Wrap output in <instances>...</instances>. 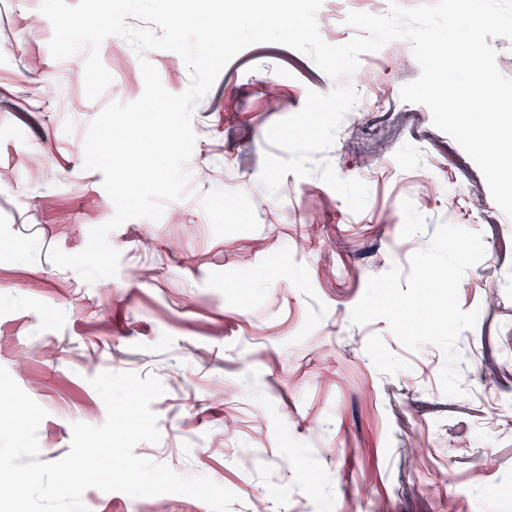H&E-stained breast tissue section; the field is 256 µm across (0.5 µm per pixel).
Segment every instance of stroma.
Segmentation results:
<instances>
[{
    "mask_svg": "<svg viewBox=\"0 0 512 512\" xmlns=\"http://www.w3.org/2000/svg\"><path fill=\"white\" fill-rule=\"evenodd\" d=\"M35 0H0V366L47 412L39 458L70 450L72 425H102L90 385L104 371L157 376L159 443L136 455L232 491L229 512H512V217L463 148L405 101L420 67L407 41L376 51L367 100L345 115L325 152L336 174L369 187L355 213L315 176L259 183L281 156L269 127L296 114L308 90L336 82L305 53L258 43L237 54L197 104L187 198L159 220L114 230L118 274L86 284L48 252L83 250L115 208L103 175L73 149L113 102L144 90L123 37L100 57L112 75L94 100L83 87L43 94L68 72L33 30ZM373 0H322L327 43L349 41L342 18ZM164 87L184 92L183 59L151 50ZM237 205L223 207L225 194ZM443 223L485 248L462 278V310H478L459 341L463 396L443 393L435 346L407 350L385 320L351 321L370 277L399 267ZM35 358L25 372L22 347ZM89 512H211L197 499L87 489Z\"/></svg>",
    "mask_w": 512,
    "mask_h": 512,
    "instance_id": "1",
    "label": "stroma"
}]
</instances>
